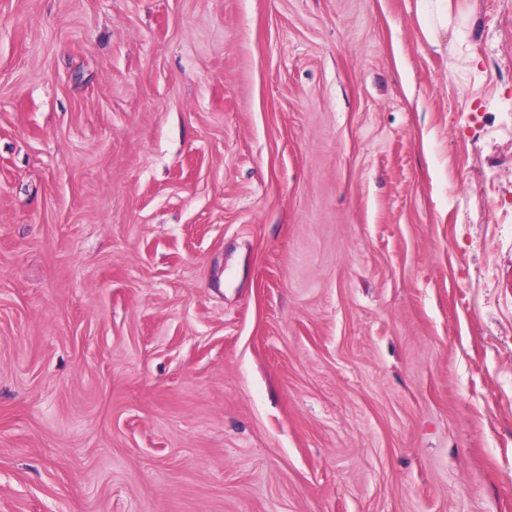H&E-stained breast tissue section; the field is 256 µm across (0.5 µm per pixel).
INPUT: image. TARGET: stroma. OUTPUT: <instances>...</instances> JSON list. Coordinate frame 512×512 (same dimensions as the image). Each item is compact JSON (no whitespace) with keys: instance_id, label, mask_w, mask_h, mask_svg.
<instances>
[{"instance_id":"35a3bbf8","label":"stroma","mask_w":512,"mask_h":512,"mask_svg":"<svg viewBox=\"0 0 512 512\" xmlns=\"http://www.w3.org/2000/svg\"><path fill=\"white\" fill-rule=\"evenodd\" d=\"M0 0V512H512V0ZM425 2V8L419 17L423 31L429 35L448 29L454 13L455 0H419Z\"/></svg>"}]
</instances>
